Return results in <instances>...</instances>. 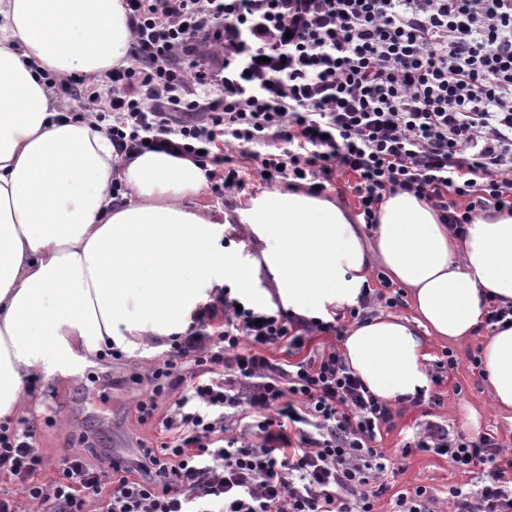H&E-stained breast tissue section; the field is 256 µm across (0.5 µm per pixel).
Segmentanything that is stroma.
Wrapping results in <instances>:
<instances>
[{"label":"stroma","instance_id":"stroma-1","mask_svg":"<svg viewBox=\"0 0 512 512\" xmlns=\"http://www.w3.org/2000/svg\"><path fill=\"white\" fill-rule=\"evenodd\" d=\"M243 202V194L222 196L208 185L193 200L195 206L208 210L214 221L223 224L225 249L243 242L247 254L256 256L263 245L245 239L244 226L236 216ZM488 336L487 330L479 329L465 343L453 345L457 364L440 386L441 405L430 410L404 405L395 427L380 442L386 453L397 456L403 440L429 419L468 434L497 433L512 448V423L492 404L487 384L477 382L468 359ZM164 355L159 349L112 362L77 363L39 377L17 418L35 428L47 474L55 473L67 449L81 447L85 434L94 437L97 447L126 456L132 455L140 440L153 439V431L136 423L133 405L147 390L143 374ZM402 465L405 480L427 485L441 497L449 485L465 481L441 457L417 454L404 459Z\"/></svg>","mask_w":512,"mask_h":512}]
</instances>
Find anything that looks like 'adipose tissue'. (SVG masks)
I'll list each match as a JSON object with an SVG mask.
<instances>
[{"label": "adipose tissue", "instance_id": "obj_1", "mask_svg": "<svg viewBox=\"0 0 512 512\" xmlns=\"http://www.w3.org/2000/svg\"><path fill=\"white\" fill-rule=\"evenodd\" d=\"M130 42L124 0H0V422L33 377L184 332L228 277L246 295L268 274L283 308L325 318L356 305L382 267L412 314L353 325L343 353L392 404L429 386L425 337L463 342L485 295L512 303V214L479 215L458 235L409 193L386 198L370 235L331 200L265 194L244 219L261 256L238 262L188 203L205 183L193 160L151 151L117 169L105 133L58 117L44 75H103ZM482 359L495 406L512 411V327L486 340Z\"/></svg>", "mask_w": 512, "mask_h": 512}]
</instances>
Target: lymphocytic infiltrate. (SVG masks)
Returning <instances> with one entry per match:
<instances>
[{"mask_svg": "<svg viewBox=\"0 0 512 512\" xmlns=\"http://www.w3.org/2000/svg\"><path fill=\"white\" fill-rule=\"evenodd\" d=\"M126 65L54 80L119 158L195 159L215 192L248 182L319 196L350 177L374 227L399 192L454 230L512 214V0H125ZM334 322L241 306L230 289L194 314L138 398L158 427L131 461L69 450L56 477L34 428L0 425V512H376L401 468L376 441L391 404L354 375ZM286 352V360L273 351ZM252 418L248 435L233 424ZM448 459L477 488L395 492L393 512H512V453L438 422L402 457Z\"/></svg>", "mask_w": 512, "mask_h": 512, "instance_id": "obj_1", "label": "lymphocytic infiltrate"}]
</instances>
